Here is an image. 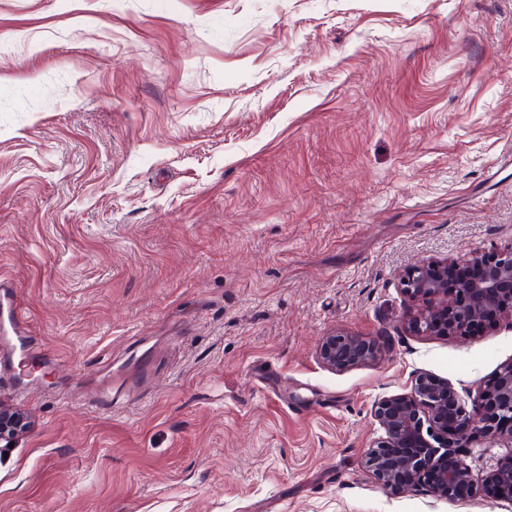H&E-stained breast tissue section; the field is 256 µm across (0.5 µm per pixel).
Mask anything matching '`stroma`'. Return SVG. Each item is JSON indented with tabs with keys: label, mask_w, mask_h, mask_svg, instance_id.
I'll list each match as a JSON object with an SVG mask.
<instances>
[{
	"label": "stroma",
	"mask_w": 512,
	"mask_h": 512,
	"mask_svg": "<svg viewBox=\"0 0 512 512\" xmlns=\"http://www.w3.org/2000/svg\"><path fill=\"white\" fill-rule=\"evenodd\" d=\"M512 248V0H0V278L37 350L0 512H512L384 487L382 398L465 406L512 325L403 274ZM375 340L341 370L323 336ZM119 406L96 407L102 381ZM501 448L460 449L481 484Z\"/></svg>",
	"instance_id": "1"
}]
</instances>
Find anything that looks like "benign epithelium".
Returning <instances> with one entry per match:
<instances>
[{"label":"benign epithelium","instance_id":"7a95c632","mask_svg":"<svg viewBox=\"0 0 512 512\" xmlns=\"http://www.w3.org/2000/svg\"><path fill=\"white\" fill-rule=\"evenodd\" d=\"M482 266L471 280L454 281V261H427L403 279V291L413 303L406 314L408 328L424 336H466L473 325L495 315L486 329L512 322V248L486 256L475 252L465 260ZM380 349L371 340L331 334L318 348L321 362L331 369H343L375 360ZM374 417L384 431L367 453L364 468L384 487L414 486L425 482L434 495L455 496L463 485L472 495V483L464 461L448 468V449L458 441L495 438L512 447V429L501 423L512 422V363L504 366L488 383L469 410L459 402L455 389L444 381L420 374L411 392L384 398L374 406ZM29 428V418L20 409L0 402V453ZM390 448L401 452L391 454ZM507 484L512 487V455L486 478L491 490Z\"/></svg>","mask_w":512,"mask_h":512}]
</instances>
